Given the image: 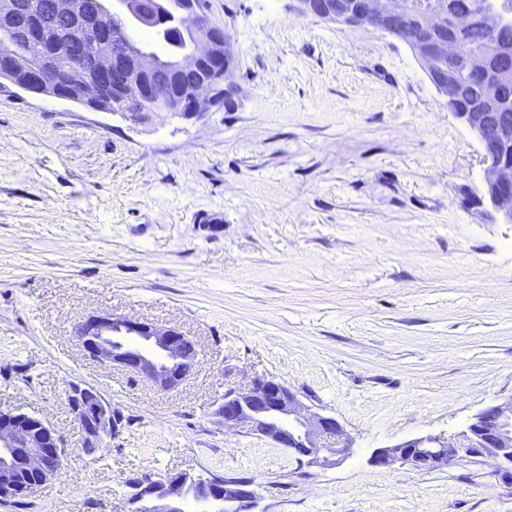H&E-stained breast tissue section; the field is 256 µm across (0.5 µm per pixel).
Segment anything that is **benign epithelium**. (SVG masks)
I'll list each match as a JSON object with an SVG mask.
<instances>
[{"label":"benign epithelium","mask_w":512,"mask_h":512,"mask_svg":"<svg viewBox=\"0 0 512 512\" xmlns=\"http://www.w3.org/2000/svg\"><path fill=\"white\" fill-rule=\"evenodd\" d=\"M456 0H436L415 7L414 0H299L306 16L342 28L370 26L401 39L403 25L417 19L407 46L423 66L437 92L451 102L458 82L468 77L480 85L481 103L512 95V4L482 0L478 9L457 8ZM70 19L69 33L95 36V51L71 65L67 83L46 82L45 71L58 60L56 44L30 60L19 44L45 40L55 17ZM197 0H48L34 9L29 0H0V87L8 84L35 96L74 102L93 111L132 113L146 108L167 112H206L224 103L218 85H234V46L228 31L203 21ZM170 21L177 30L195 34L191 51L176 58L166 98L157 95L154 65L148 57H132L119 45L139 28L156 29ZM474 27L486 43L467 58L458 57L456 34ZM186 71L197 75L191 86L179 84ZM457 118L479 142L487 162L477 204L490 206L500 224H512V113L487 114L461 110ZM74 336L84 356L112 363L145 377L161 390L181 385L191 374L196 355L194 340L175 327L112 314L89 315L78 321ZM68 405L84 448L97 452L106 440L122 432L124 417L101 392L86 383L69 387ZM224 426L271 441L307 467L336 464L334 457L349 448L343 431L331 416L321 415L275 378L256 374L241 387L224 390L216 410ZM67 448L43 419L21 410L0 411V497L17 493L24 498L39 492L60 468ZM491 459L512 470V396L477 413L467 429L444 436H426L392 447L378 448L371 464L379 468L409 465L434 471L452 458ZM131 512H183L191 499L197 512H250L257 495L249 480L224 479L186 471L166 474L145 471L126 481Z\"/></svg>","instance_id":"obj_1"}]
</instances>
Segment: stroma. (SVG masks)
I'll list each match as a JSON object with an SVG mask.
<instances>
[{"mask_svg":"<svg viewBox=\"0 0 512 512\" xmlns=\"http://www.w3.org/2000/svg\"><path fill=\"white\" fill-rule=\"evenodd\" d=\"M206 3L237 50L230 104L135 121L0 93V410L69 449L0 512H129V474L201 468L253 480L260 512H512L493 462L369 461L512 395V224L473 203L480 144L402 41L297 0ZM91 313L178 327L192 375L164 391L88 361ZM257 373L339 422L340 464L225 428V387ZM72 382L129 420L94 458Z\"/></svg>","mask_w":512,"mask_h":512,"instance_id":"35a3bbf8","label":"stroma"}]
</instances>
